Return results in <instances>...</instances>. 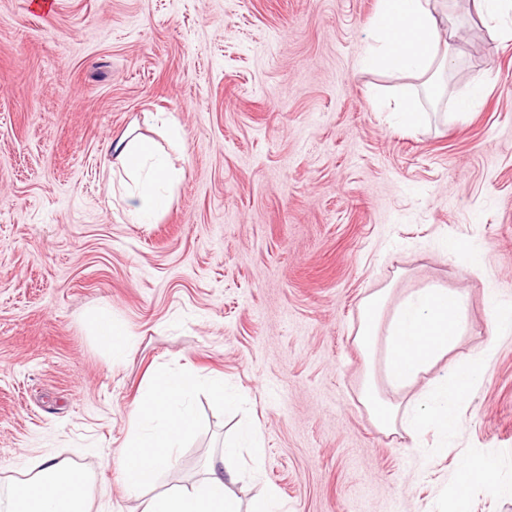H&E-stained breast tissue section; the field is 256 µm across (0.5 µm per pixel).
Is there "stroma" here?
Wrapping results in <instances>:
<instances>
[{
  "mask_svg": "<svg viewBox=\"0 0 512 512\" xmlns=\"http://www.w3.org/2000/svg\"><path fill=\"white\" fill-rule=\"evenodd\" d=\"M378 0H0V491L31 459L108 463L93 512H139L111 458L158 370L220 377L173 472L202 478L241 425L263 432L259 480L293 512H444L466 457L512 482V335L489 340L485 301L512 306V10L443 0L458 37L441 83L484 98L466 119L421 92L409 131L372 97L403 79L358 64ZM185 177L154 224L129 223L104 155L125 131L164 141ZM460 250L450 255L448 242ZM478 252L480 269L468 255ZM469 296L462 355L484 358L456 439L420 463L360 400L363 300L430 285ZM135 334L118 366L90 316Z\"/></svg>",
  "mask_w": 512,
  "mask_h": 512,
  "instance_id": "35a3bbf8",
  "label": "stroma"
}]
</instances>
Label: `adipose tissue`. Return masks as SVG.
<instances>
[{
	"label": "adipose tissue",
	"instance_id": "1",
	"mask_svg": "<svg viewBox=\"0 0 512 512\" xmlns=\"http://www.w3.org/2000/svg\"><path fill=\"white\" fill-rule=\"evenodd\" d=\"M436 3L379 0L376 27L359 57L360 66L417 80L451 68L455 33ZM109 150V167L122 170L135 183L125 196L131 223L149 224L168 211L184 168L175 166L153 142L126 133L112 141ZM91 324L110 350L113 363L124 361L133 348V333L105 309L92 317ZM468 330V297L457 290L432 286L393 304L388 290L381 289L364 299L355 337L358 347L369 360L383 352L389 387L419 389L408 405H401L384 396L374 372L366 371L361 401L380 430L400 428L413 439L428 425L445 437L456 433L465 405L485 377L480 362L455 353ZM445 357L451 360L447 371L423 381V374ZM194 388V379L186 373L156 374L130 413V434L118 455L124 488L139 499L140 512H242L240 500L230 489L240 478L226 465L235 453L231 446L210 458L195 485L158 493L151 490L174 467L182 441L194 427ZM29 471V476L10 486L5 512H91L93 471L53 455L33 461ZM473 484L512 497V483L499 481L495 460L466 458L448 497L449 512H462Z\"/></svg>",
	"mask_w": 512,
	"mask_h": 512
}]
</instances>
